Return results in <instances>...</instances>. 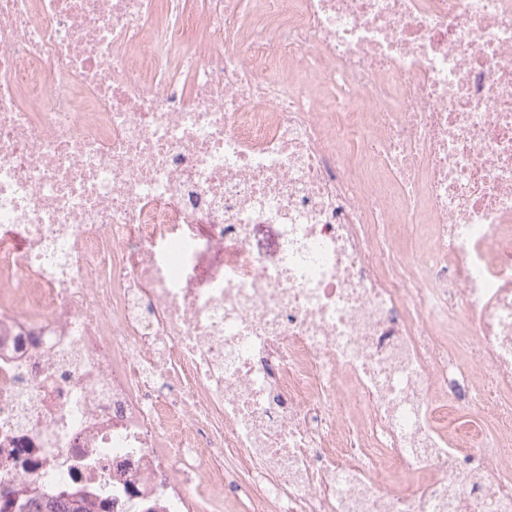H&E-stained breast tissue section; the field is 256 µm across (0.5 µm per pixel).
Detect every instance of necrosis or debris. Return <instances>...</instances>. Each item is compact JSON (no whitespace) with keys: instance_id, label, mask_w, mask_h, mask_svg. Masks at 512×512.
Returning a JSON list of instances; mask_svg holds the SVG:
<instances>
[{"instance_id":"necrosis-or-debris-1","label":"necrosis or debris","mask_w":512,"mask_h":512,"mask_svg":"<svg viewBox=\"0 0 512 512\" xmlns=\"http://www.w3.org/2000/svg\"><path fill=\"white\" fill-rule=\"evenodd\" d=\"M1 490L512 512V0H0Z\"/></svg>"}]
</instances>
